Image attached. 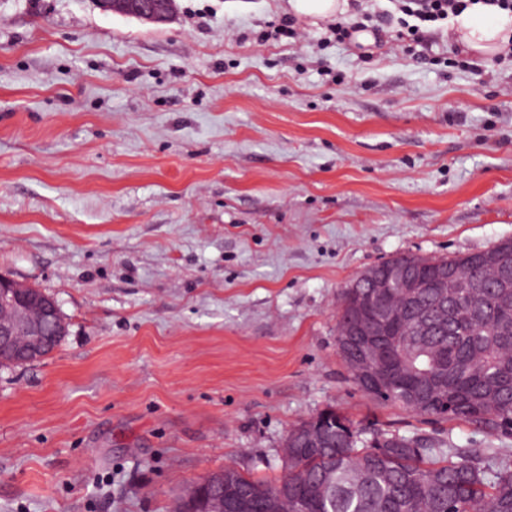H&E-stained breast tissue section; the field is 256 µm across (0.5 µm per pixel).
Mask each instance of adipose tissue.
Wrapping results in <instances>:
<instances>
[{
	"label": "adipose tissue",
	"instance_id": "1",
	"mask_svg": "<svg viewBox=\"0 0 512 512\" xmlns=\"http://www.w3.org/2000/svg\"><path fill=\"white\" fill-rule=\"evenodd\" d=\"M448 36L471 56H491L512 39V13L473 5L452 20Z\"/></svg>",
	"mask_w": 512,
	"mask_h": 512
}]
</instances>
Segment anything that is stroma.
Masks as SVG:
<instances>
[{
    "label": "stroma",
    "mask_w": 512,
    "mask_h": 512,
    "mask_svg": "<svg viewBox=\"0 0 512 512\" xmlns=\"http://www.w3.org/2000/svg\"><path fill=\"white\" fill-rule=\"evenodd\" d=\"M288 0H0V274L67 334L0 365V512H172L209 473L276 482L333 408L512 469V437L348 378L337 293L398 253L512 239V67L372 55ZM140 5L134 10L133 15L137 18L160 21L166 20L174 12V0H140Z\"/></svg>",
    "instance_id": "1"
}]
</instances>
